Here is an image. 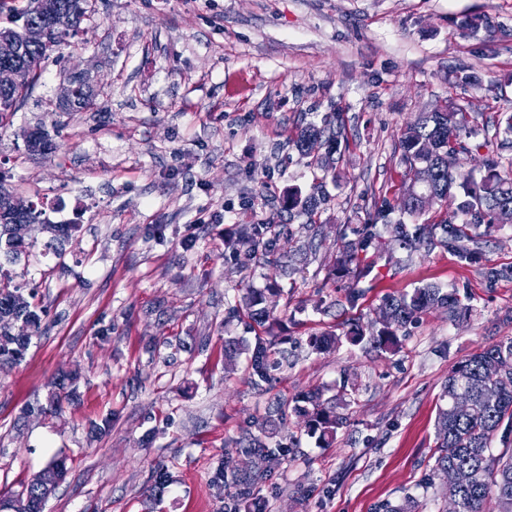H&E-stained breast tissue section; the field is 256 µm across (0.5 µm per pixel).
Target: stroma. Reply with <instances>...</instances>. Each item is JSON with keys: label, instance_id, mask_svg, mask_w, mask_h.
I'll return each mask as SVG.
<instances>
[{"label": "stroma", "instance_id": "obj_1", "mask_svg": "<svg viewBox=\"0 0 512 512\" xmlns=\"http://www.w3.org/2000/svg\"><path fill=\"white\" fill-rule=\"evenodd\" d=\"M91 13L51 55L10 124L0 128V181L54 224L79 230L62 255L15 269L44 308L46 330L18 365L0 367V505L48 462L69 473L44 512H224L210 478L248 433L288 454L254 498L262 512H377L424 492L436 415L449 369L512 336V226L462 262L443 248L390 245L354 282L328 272L348 226L407 188L400 133L421 112L455 99L497 141L512 113V0H90ZM467 15L486 24L462 35ZM98 89L92 109L61 112L71 69ZM475 73L480 87L456 83ZM339 118L335 176L293 146L311 120ZM40 125L55 152L33 156L24 130ZM323 202L316 250L293 267L245 262L224 248L239 224H265L289 189ZM437 283L472 308L460 321L433 310L387 353L354 345V325L376 328L391 295ZM248 288H275V317L238 316ZM272 331L288 356L272 384L255 386L249 356L224 363V340ZM340 335L333 349L311 337ZM80 374L55 418L46 404L60 373ZM319 389L344 395L346 425L331 447L306 434L287 405ZM111 417L89 440V422ZM173 478L150 494L158 469Z\"/></svg>", "mask_w": 512, "mask_h": 512}]
</instances>
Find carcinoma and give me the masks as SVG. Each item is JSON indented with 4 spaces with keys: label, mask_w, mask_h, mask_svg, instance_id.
<instances>
[{
    "label": "carcinoma",
    "mask_w": 512,
    "mask_h": 512,
    "mask_svg": "<svg viewBox=\"0 0 512 512\" xmlns=\"http://www.w3.org/2000/svg\"><path fill=\"white\" fill-rule=\"evenodd\" d=\"M52 5L69 19V23L58 29L49 45L25 46L18 84L10 91H0V125L18 111L21 101L39 79L38 68L51 54L70 43L80 30L78 17L88 14V0H50ZM11 13L13 29L20 30L23 23L36 22L40 11L35 0L17 9L11 0H0V13ZM326 129L309 123L297 133L295 146L306 156L312 154L311 144L319 142ZM479 125L457 103L450 101L442 109L422 112L402 129L401 160L405 165L409 184L401 204V214L413 223L391 218L392 210L382 205L376 209L370 224H359L351 228L352 236H341L336 256V274L340 278L357 280L369 273L361 254L370 248L379 251L388 244L398 242L410 249L422 245L428 248H445L469 263L479 260L480 244L486 237L512 222V162L505 163L489 141H478ZM486 150L483 167L479 174L458 173L448 169V155ZM427 167L433 171L431 184L421 186L420 170ZM321 205V199L304 195L301 191H288L286 208L288 213L312 218ZM435 205L446 207L447 217L438 224H417V220ZM76 224L46 223L47 239L44 248L59 255L61 246L72 233ZM231 253L246 261L266 258L272 264L277 260L272 254V241L264 239L259 227L245 224L234 236L224 240ZM32 243L16 235L15 225L0 222V364H17L24 358L32 338L43 333V312L33 302V295L15 283L16 272L11 268L19 255ZM277 289L263 292L252 290L242 297L245 309L253 317L268 319L273 310L266 307L267 295H275ZM430 310L448 313V319L456 320L468 316L470 307L463 304L456 290H448L437 284H426L410 294L393 295L386 298L379 314L383 315L380 328L365 335L359 331L350 336V342L358 345L368 341L376 348L394 353L399 349L398 332L414 322L421 314ZM250 355L251 379L258 383L267 380L269 369L276 354L275 343L262 336L251 343L235 338L224 340V359L232 364L235 356L242 352ZM498 388V399L492 404L484 400V392ZM53 390L48 404L37 411L60 415L64 402L76 393V378L52 382ZM455 391L470 399V407L455 411L451 402L440 406L437 414L436 450L432 454L434 464L422 487L433 485L434 477L441 469L450 465L466 466L479 473V480L456 488L443 490V497H452L458 512H512V448L499 451L491 448L495 432L506 426L512 431V336H503L461 361L449 371L442 387V397L449 398ZM343 397L323 398L320 391L302 394L296 399L292 411L304 418L307 434L317 437L324 444L336 438L337 430L344 426L346 418L337 411ZM243 455H258L266 467L258 473L247 472L231 457L218 464L211 486L216 496L229 498L234 503V512H254L252 489L265 479L271 469L280 464L288 449L272 447L260 436L250 435L240 447ZM67 474L65 459L51 460L42 472L25 485L16 502H29L31 510L37 512L45 498L44 488L55 487ZM379 512H419V501L406 495L397 504L386 502Z\"/></svg>",
    "instance_id": "1"
}]
</instances>
